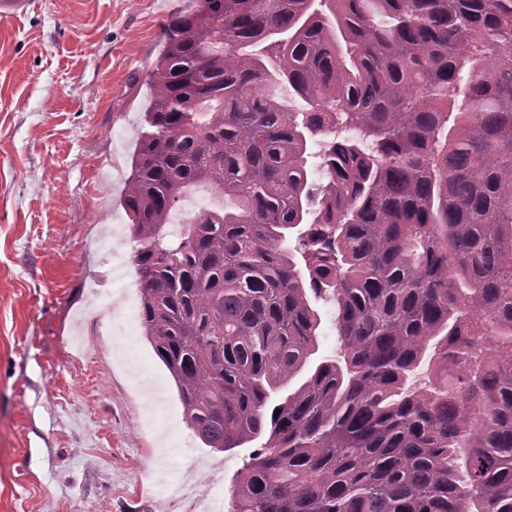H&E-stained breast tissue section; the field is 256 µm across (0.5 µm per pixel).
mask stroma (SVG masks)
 <instances>
[{
    "instance_id": "1",
    "label": "stroma",
    "mask_w": 512,
    "mask_h": 512,
    "mask_svg": "<svg viewBox=\"0 0 512 512\" xmlns=\"http://www.w3.org/2000/svg\"><path fill=\"white\" fill-rule=\"evenodd\" d=\"M195 0H32L0 18V512H191L160 480L214 477L146 339L123 205L172 14ZM178 428L183 464L163 448Z\"/></svg>"
}]
</instances>
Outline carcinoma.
<instances>
[{
  "label": "carcinoma",
  "mask_w": 512,
  "mask_h": 512,
  "mask_svg": "<svg viewBox=\"0 0 512 512\" xmlns=\"http://www.w3.org/2000/svg\"><path fill=\"white\" fill-rule=\"evenodd\" d=\"M196 2L124 208L185 422L262 441L230 512H512V0ZM203 183L227 204L168 230ZM323 295L338 351L293 385Z\"/></svg>",
  "instance_id": "1"
}]
</instances>
